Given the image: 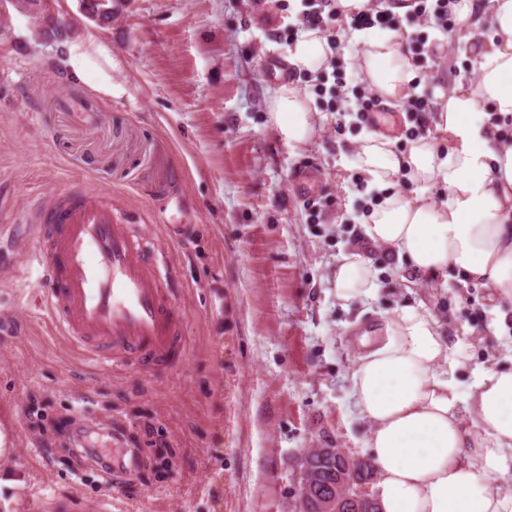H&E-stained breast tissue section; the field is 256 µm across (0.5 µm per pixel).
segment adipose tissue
Returning a JSON list of instances; mask_svg holds the SVG:
<instances>
[{"label":"adipose tissue","mask_w":512,"mask_h":512,"mask_svg":"<svg viewBox=\"0 0 512 512\" xmlns=\"http://www.w3.org/2000/svg\"><path fill=\"white\" fill-rule=\"evenodd\" d=\"M462 29L489 21L487 44L477 54V77L441 96L433 121L448 149L418 139L408 154L374 133L358 137L359 168L383 196L362 224L372 245L407 257L413 273L436 275L448 268L512 302V144H504L491 114L512 117V0H459ZM404 39L378 32L366 42L361 68L370 90L396 102L414 77ZM332 55L326 39L308 31L289 48L292 68L316 73ZM67 76L97 71L93 92L112 98L111 50L94 40L70 43ZM270 116L290 146L307 144L315 114L305 95L279 89ZM407 175L420 188L408 197L389 190ZM442 188L440 199L428 186ZM332 283L338 301L374 297L378 289L369 260L359 251L336 263ZM467 354L450 341L429 312L405 306L386 320L384 336L368 345L351 372L350 397L369 425L366 441L380 487L381 512H512V488H496V474L512 469V364L485 371L462 397L457 379ZM473 426H466V419Z\"/></svg>","instance_id":"obj_1"}]
</instances>
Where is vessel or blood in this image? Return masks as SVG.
<instances>
[{
	"instance_id": "obj_1",
	"label": "vessel or blood",
	"mask_w": 512,
	"mask_h": 512,
	"mask_svg": "<svg viewBox=\"0 0 512 512\" xmlns=\"http://www.w3.org/2000/svg\"><path fill=\"white\" fill-rule=\"evenodd\" d=\"M34 216L23 254L39 273L33 299L73 346L115 370L180 356L168 242L184 224L147 236L108 191L47 193Z\"/></svg>"
}]
</instances>
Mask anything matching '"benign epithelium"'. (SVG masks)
Listing matches in <instances>:
<instances>
[{
    "label": "benign epithelium",
    "instance_id": "benign-epithelium-1",
    "mask_svg": "<svg viewBox=\"0 0 512 512\" xmlns=\"http://www.w3.org/2000/svg\"><path fill=\"white\" fill-rule=\"evenodd\" d=\"M81 12L100 26L112 23V12L123 9L126 0H103V6L92 8L88 0H79ZM321 459L336 460V483L322 486L318 471L314 469L311 455ZM302 468L298 484V502L304 503L311 495L324 493L319 498L321 512H339L343 504L358 501L370 494L369 484L363 474L364 460L344 448H308L300 458Z\"/></svg>",
    "mask_w": 512,
    "mask_h": 512
}]
</instances>
